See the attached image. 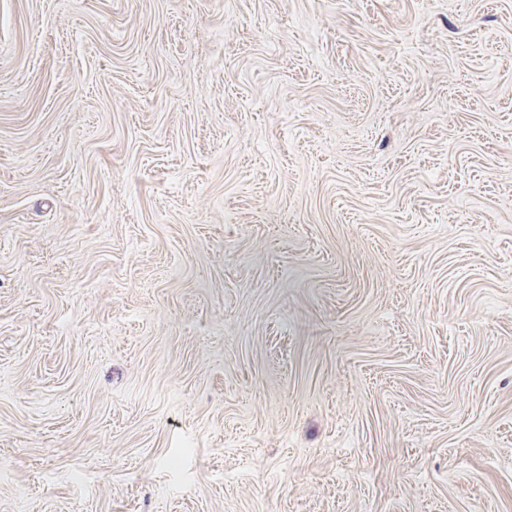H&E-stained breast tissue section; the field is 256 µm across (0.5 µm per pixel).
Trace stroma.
Wrapping results in <instances>:
<instances>
[{
	"label": "stroma",
	"mask_w": 512,
	"mask_h": 512,
	"mask_svg": "<svg viewBox=\"0 0 512 512\" xmlns=\"http://www.w3.org/2000/svg\"><path fill=\"white\" fill-rule=\"evenodd\" d=\"M0 512H512V0H0Z\"/></svg>",
	"instance_id": "35a3bbf8"
}]
</instances>
